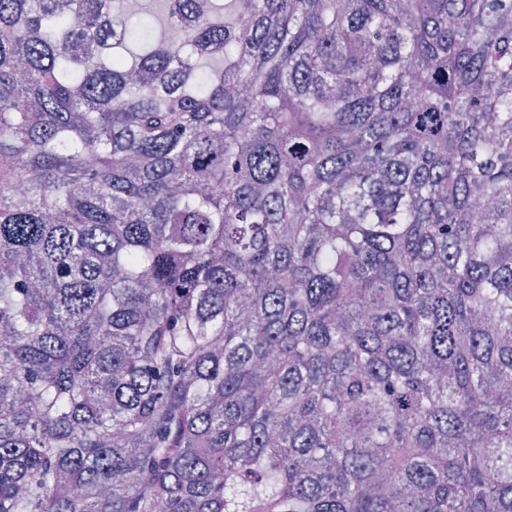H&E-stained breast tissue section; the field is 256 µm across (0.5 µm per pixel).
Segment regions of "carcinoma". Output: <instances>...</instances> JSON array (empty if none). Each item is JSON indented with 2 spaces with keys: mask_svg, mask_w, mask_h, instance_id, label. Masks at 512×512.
Listing matches in <instances>:
<instances>
[{
  "mask_svg": "<svg viewBox=\"0 0 512 512\" xmlns=\"http://www.w3.org/2000/svg\"><path fill=\"white\" fill-rule=\"evenodd\" d=\"M0 0V512H512V0Z\"/></svg>",
  "mask_w": 512,
  "mask_h": 512,
  "instance_id": "obj_1",
  "label": "carcinoma"
}]
</instances>
